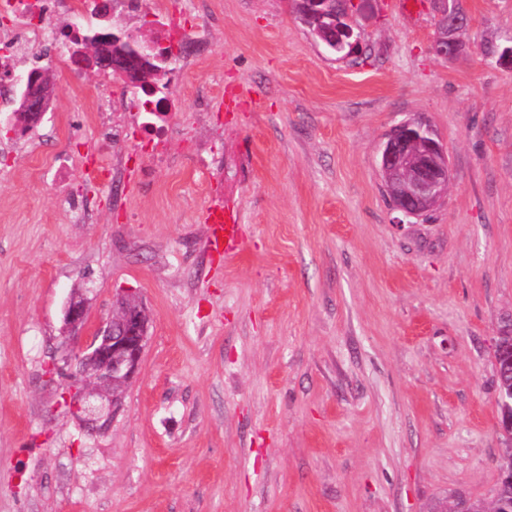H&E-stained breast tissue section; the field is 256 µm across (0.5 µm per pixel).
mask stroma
Returning <instances> with one entry per match:
<instances>
[{
	"label": "stroma",
	"instance_id": "stroma-1",
	"mask_svg": "<svg viewBox=\"0 0 512 512\" xmlns=\"http://www.w3.org/2000/svg\"><path fill=\"white\" fill-rule=\"evenodd\" d=\"M353 0L358 52L317 42L289 0H164L202 54L170 64L165 161L85 181L97 87L42 48L51 122L0 111V512H427L490 502L499 430L494 344L512 324V0H457L443 58L435 0ZM229 93L240 107L222 106ZM432 126L440 206L402 218L378 173L385 133ZM70 161L66 189L53 181ZM91 197L80 217L74 199ZM242 214L217 269L203 210ZM142 299L148 340L110 427L87 433L46 371L90 324ZM447 2L449 1L444 0V7L439 11L437 21L443 34L439 36L433 46L434 52L443 57L458 53L460 43L456 35L467 24L465 15L458 12L454 6L449 7ZM64 326L70 331L83 330L88 322V305L86 298L74 296L70 298L64 309Z\"/></svg>",
	"mask_w": 512,
	"mask_h": 512
}]
</instances>
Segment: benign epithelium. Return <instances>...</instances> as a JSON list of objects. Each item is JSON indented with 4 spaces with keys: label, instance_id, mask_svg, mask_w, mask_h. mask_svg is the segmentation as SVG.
<instances>
[{
    "label": "benign epithelium",
    "instance_id": "obj_1",
    "mask_svg": "<svg viewBox=\"0 0 512 512\" xmlns=\"http://www.w3.org/2000/svg\"><path fill=\"white\" fill-rule=\"evenodd\" d=\"M331 0H298V16L317 24L315 37L336 52L349 56L355 52V36L348 13L330 9ZM465 15L444 5L438 16L442 35L434 52L443 57L458 53L457 33L465 27ZM153 50L124 41L123 32L106 30L82 39V47L72 50L71 61L79 70L110 71L129 86L149 87L154 75ZM14 127L25 132L38 125L50 109L54 85L49 68L29 72L20 82ZM378 171L388 188L396 210L404 217H419L448 194V152L434 130L423 123L404 122L385 135L379 149ZM88 305L84 296L70 298L64 309V326L74 332L85 328ZM148 316L141 300L133 293L120 295L112 318L87 337L84 346L63 358L69 368L66 403L90 431L108 428L119 409L122 393L134 378L147 341ZM62 366V367H64ZM54 364L49 377L62 370ZM512 487V448L499 466V487Z\"/></svg>",
    "mask_w": 512,
    "mask_h": 512
}]
</instances>
